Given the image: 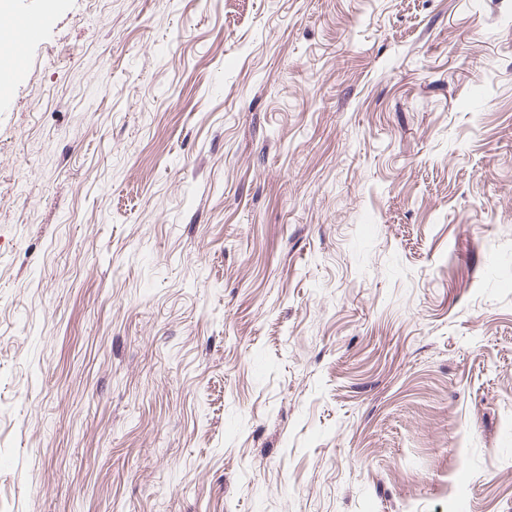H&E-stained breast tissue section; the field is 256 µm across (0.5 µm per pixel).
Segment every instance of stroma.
Listing matches in <instances>:
<instances>
[{"label": "stroma", "instance_id": "35a3bbf8", "mask_svg": "<svg viewBox=\"0 0 512 512\" xmlns=\"http://www.w3.org/2000/svg\"><path fill=\"white\" fill-rule=\"evenodd\" d=\"M0 112V512H512V0H46Z\"/></svg>", "mask_w": 512, "mask_h": 512}]
</instances>
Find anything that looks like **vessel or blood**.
I'll return each instance as SVG.
<instances>
[{
  "label": "vessel or blood",
  "mask_w": 512,
  "mask_h": 512,
  "mask_svg": "<svg viewBox=\"0 0 512 512\" xmlns=\"http://www.w3.org/2000/svg\"><path fill=\"white\" fill-rule=\"evenodd\" d=\"M41 23L26 11H13L0 19V109L16 95V76L26 66L25 46L40 38Z\"/></svg>",
  "instance_id": "1"
}]
</instances>
